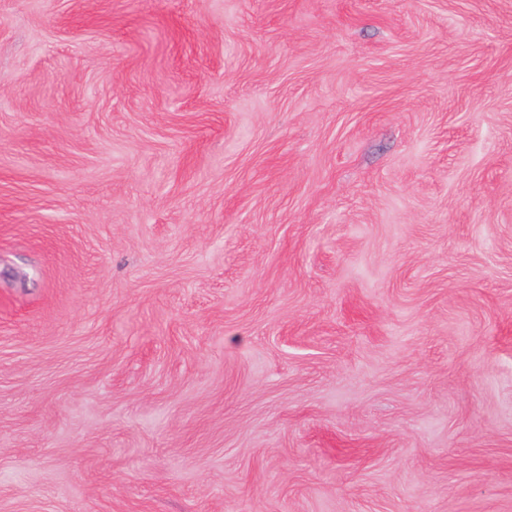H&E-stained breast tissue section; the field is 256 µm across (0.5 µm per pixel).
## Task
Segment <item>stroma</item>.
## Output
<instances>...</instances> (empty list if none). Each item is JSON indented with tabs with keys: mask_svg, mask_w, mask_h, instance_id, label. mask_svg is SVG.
<instances>
[{
	"mask_svg": "<svg viewBox=\"0 0 512 512\" xmlns=\"http://www.w3.org/2000/svg\"><path fill=\"white\" fill-rule=\"evenodd\" d=\"M0 512H512V0H0Z\"/></svg>",
	"mask_w": 512,
	"mask_h": 512,
	"instance_id": "stroma-1",
	"label": "stroma"
}]
</instances>
